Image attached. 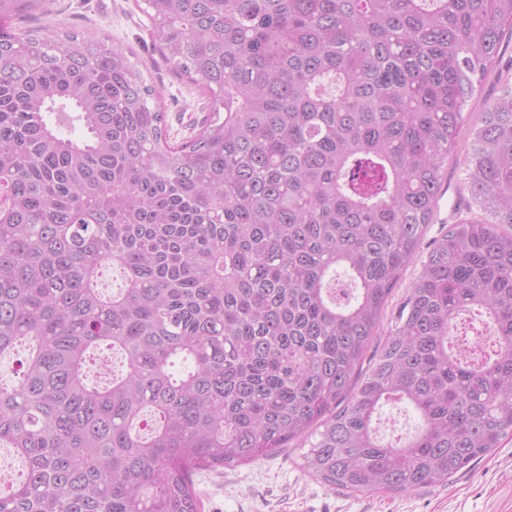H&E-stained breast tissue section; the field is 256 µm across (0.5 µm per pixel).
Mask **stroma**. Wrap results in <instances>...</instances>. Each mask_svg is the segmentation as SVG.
<instances>
[{"mask_svg": "<svg viewBox=\"0 0 512 512\" xmlns=\"http://www.w3.org/2000/svg\"><path fill=\"white\" fill-rule=\"evenodd\" d=\"M144 0H52L49 14L20 13L15 31H37L50 37L60 28L112 38L131 50L147 81L160 97L172 143L190 137L206 115L202 89L182 75L150 35ZM512 85V35H504L497 68L482 85L475 110L491 106L504 86ZM471 137L461 132L448 160L439 209L426 233L440 236L465 214V174ZM299 449L236 468L201 470L193 480L201 512H512V438L475 460L447 483L410 492L353 494L331 490L298 465Z\"/></svg>", "mask_w": 512, "mask_h": 512, "instance_id": "35a3bbf8", "label": "stroma"}]
</instances>
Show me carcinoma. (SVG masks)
Returning a JSON list of instances; mask_svg holds the SVG:
<instances>
[{"label":"carcinoma","instance_id":"1","mask_svg":"<svg viewBox=\"0 0 512 512\" xmlns=\"http://www.w3.org/2000/svg\"><path fill=\"white\" fill-rule=\"evenodd\" d=\"M207 93L169 142L132 53L0 31V512H200L192 475L301 437L331 488L445 483L512 436V86L467 164L479 217L429 245L359 369L442 197L512 0H144ZM46 0H0V20ZM120 271L105 297L97 281ZM486 314L495 345L453 347ZM121 354L104 386L87 368ZM387 406L414 433L383 442ZM420 271L421 263L419 258L412 260L403 271L385 310L383 321L377 331V336H387L389 328L394 324L390 322L393 312L396 311L397 307L404 300L408 289L412 285L413 281L419 276Z\"/></svg>","mask_w":512,"mask_h":512}]
</instances>
